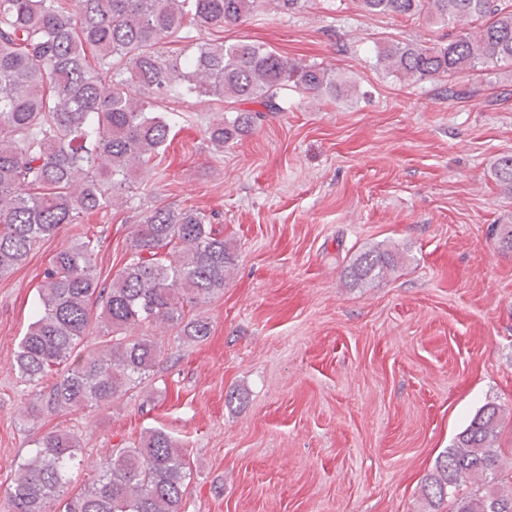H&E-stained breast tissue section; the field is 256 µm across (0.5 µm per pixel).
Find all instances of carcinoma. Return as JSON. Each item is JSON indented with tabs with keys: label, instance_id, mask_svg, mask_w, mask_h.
I'll return each instance as SVG.
<instances>
[{
	"label": "carcinoma",
	"instance_id": "obj_1",
	"mask_svg": "<svg viewBox=\"0 0 512 512\" xmlns=\"http://www.w3.org/2000/svg\"><path fill=\"white\" fill-rule=\"evenodd\" d=\"M259 0H0V278L39 242L82 215L104 211L141 187L143 169L163 154L173 118L168 99L194 97L235 106L209 127L216 150L249 132L259 103L280 111L288 86L334 98L349 92L324 67L290 59L264 43L224 44L186 31L222 32L250 15ZM371 15L425 14L450 26L448 42L386 46L377 60L405 80L435 79L512 64V5L504 0H360ZM481 22L471 36L459 27ZM186 42L177 54L162 45ZM512 192V156L494 166ZM101 238L58 251L40 273L34 320L13 356L19 378L37 387L59 380L48 404L62 410L103 407L146 379L162 354L152 325L205 339L210 322H183L184 304L224 288L235 255L201 211L159 209L136 226L131 254L111 279L96 272ZM171 252H166V248ZM395 268L389 251L361 253L346 269L355 282ZM109 338L87 351L80 343L92 312ZM500 409L484 406L436 460L421 485L429 505L451 512H512V477L495 447ZM80 438L46 433L17 466L6 512H182L189 459L166 431L93 466L91 480L67 495L80 468Z\"/></svg>",
	"mask_w": 512,
	"mask_h": 512
}]
</instances>
